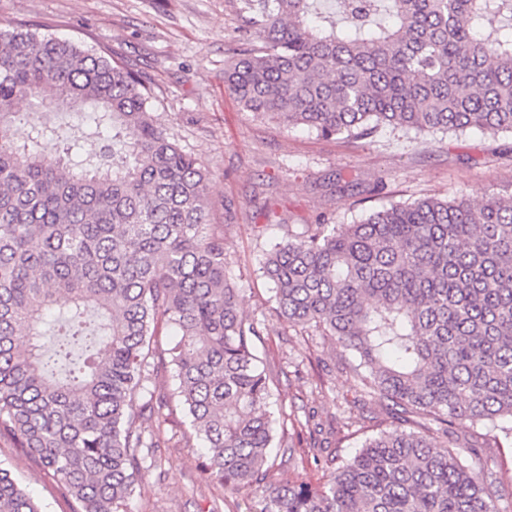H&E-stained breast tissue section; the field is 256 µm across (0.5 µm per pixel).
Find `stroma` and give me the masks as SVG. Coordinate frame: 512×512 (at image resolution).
Masks as SVG:
<instances>
[{
  "label": "stroma",
  "mask_w": 512,
  "mask_h": 512,
  "mask_svg": "<svg viewBox=\"0 0 512 512\" xmlns=\"http://www.w3.org/2000/svg\"><path fill=\"white\" fill-rule=\"evenodd\" d=\"M26 24L96 49L139 71L170 137L210 177L211 221L224 227L225 273L240 290V311L263 330L260 357L275 363L274 411L313 414L340 459L360 448L376 423L392 426L381 401L342 363L339 348L278 319L264 253L286 232L321 216L350 224L391 201L464 191L512 193V136L477 130L436 135L385 128L368 139H325L253 117L224 90V64L243 20L238 0H0V27ZM235 217L224 219L225 201ZM163 477L136 487L128 512H250L253 495L224 500L223 487L199 468L197 441L183 436L178 402L165 411ZM8 468L43 512H73L54 478L0 438Z\"/></svg>",
  "instance_id": "stroma-1"
}]
</instances>
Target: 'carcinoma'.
Wrapping results in <instances>:
<instances>
[{"label": "carcinoma", "mask_w": 512, "mask_h": 512, "mask_svg": "<svg viewBox=\"0 0 512 512\" xmlns=\"http://www.w3.org/2000/svg\"><path fill=\"white\" fill-rule=\"evenodd\" d=\"M244 47L224 87L247 112L320 137L384 127L424 140L512 134V0H239ZM26 100L92 110L83 144L0 135V437L53 472L75 512H126L160 468L172 395L203 441L201 471L257 512H503L512 486L452 448L455 427L499 420L512 439V195L392 201L352 224L321 218L265 254L275 312L350 352L362 381L417 430L381 429L312 484L269 480L273 378L260 323L224 274L208 177L151 112L126 65L32 31L0 30V129ZM171 329L167 356L153 337ZM24 332L20 349L14 336ZM152 422L149 430L145 424ZM0 512H42L0 468Z\"/></svg>", "instance_id": "1"}]
</instances>
